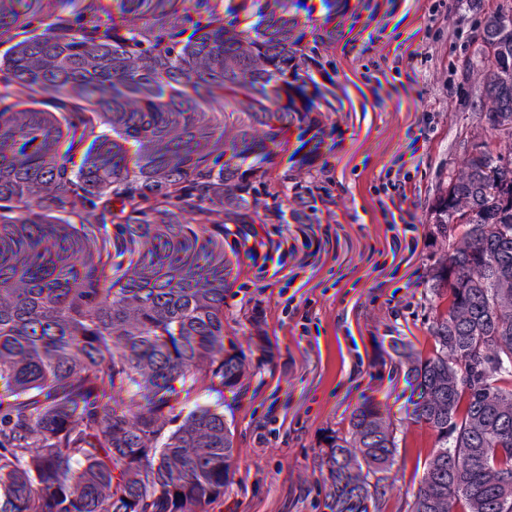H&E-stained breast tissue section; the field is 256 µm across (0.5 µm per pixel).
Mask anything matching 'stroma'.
<instances>
[{
  "label": "stroma",
  "mask_w": 512,
  "mask_h": 512,
  "mask_svg": "<svg viewBox=\"0 0 512 512\" xmlns=\"http://www.w3.org/2000/svg\"><path fill=\"white\" fill-rule=\"evenodd\" d=\"M286 2L317 46L326 134L310 162L305 137L290 128L264 181L279 194L283 176H302L321 199L329 242L309 258L296 224L258 225L260 239L286 255L280 272L263 247L224 238L238 263L224 345L242 353L246 374L235 390L201 382L189 395L223 413L233 433L234 474L206 512H325L321 451L367 398L388 413L397 443L378 512H410L435 437L412 420L417 383L394 346L432 350L434 210L480 129L464 62L485 12L503 0ZM392 166L408 178L388 196L380 186ZM396 216L415 225L418 240L398 260L386 235ZM269 413L278 432L263 443L258 425Z\"/></svg>",
  "instance_id": "35a3bbf8"
}]
</instances>
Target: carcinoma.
Masks as SVG:
<instances>
[{
	"instance_id": "cac0c4a2",
	"label": "carcinoma",
	"mask_w": 512,
	"mask_h": 512,
	"mask_svg": "<svg viewBox=\"0 0 512 512\" xmlns=\"http://www.w3.org/2000/svg\"><path fill=\"white\" fill-rule=\"evenodd\" d=\"M266 5L243 27L248 0H0V37L35 31L0 59V512H204L224 495V414L175 412L176 383L245 373L224 349V233L316 220L299 182L289 207L263 199L287 130L322 131L315 49ZM476 41L481 132L432 232L428 288L449 305L430 356L395 349L435 435L411 512H512V6ZM395 452L364 401L325 451L324 508L377 512Z\"/></svg>"
}]
</instances>
